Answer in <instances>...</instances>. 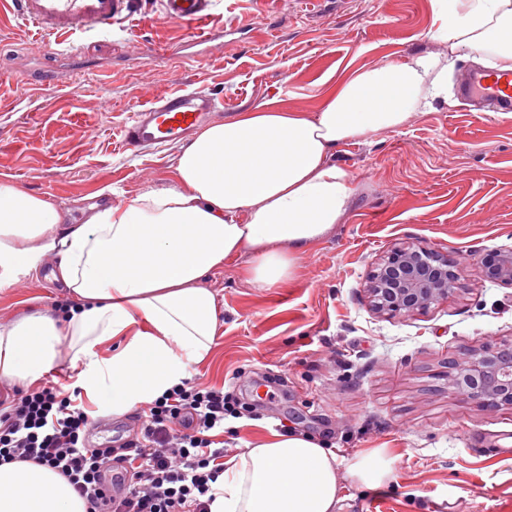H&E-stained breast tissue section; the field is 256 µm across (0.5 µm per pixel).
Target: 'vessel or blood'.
I'll return each mask as SVG.
<instances>
[{"mask_svg":"<svg viewBox=\"0 0 512 512\" xmlns=\"http://www.w3.org/2000/svg\"><path fill=\"white\" fill-rule=\"evenodd\" d=\"M209 0H163L166 19L191 25L207 17ZM130 8V0H0V13L22 16L48 35L107 30ZM463 98L480 101L495 112H512V71H470L459 86ZM216 102L202 91L176 90L156 97L136 111L125 139L133 150L181 137L214 112Z\"/></svg>","mask_w":512,"mask_h":512,"instance_id":"obj_1","label":"vessel or blood"}]
</instances>
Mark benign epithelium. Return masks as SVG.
Returning <instances> with one entry per match:
<instances>
[{
  "label": "benign epithelium",
  "instance_id": "1",
  "mask_svg": "<svg viewBox=\"0 0 512 512\" xmlns=\"http://www.w3.org/2000/svg\"><path fill=\"white\" fill-rule=\"evenodd\" d=\"M483 276L512 286V248L479 255ZM463 264L415 244L383 255L366 291L371 307L389 316H405L448 300L463 277ZM449 385L454 393L491 410L512 405V343L469 352L451 363Z\"/></svg>",
  "mask_w": 512,
  "mask_h": 512
}]
</instances>
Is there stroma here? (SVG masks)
I'll use <instances>...</instances> for the list:
<instances>
[{
    "label": "stroma",
    "mask_w": 512,
    "mask_h": 512,
    "mask_svg": "<svg viewBox=\"0 0 512 512\" xmlns=\"http://www.w3.org/2000/svg\"><path fill=\"white\" fill-rule=\"evenodd\" d=\"M433 18L431 0H213L215 39L204 47L192 44V26L164 18L159 0H135L110 35L68 45L10 20L0 24V185L51 201L66 226L85 223L95 208L173 185L179 141L123 145L132 113L158 94L205 91L219 104L216 122L273 99L311 112L356 68L445 51ZM148 45L163 57L146 61ZM474 66L472 53L456 59L448 104L337 148L357 194L293 279L253 287L244 254L206 282L224 326L192 373L248 405L225 421V457L285 427L341 459L390 449L395 480L346 485L343 512H512V406L488 410L448 386L450 360L512 343V288L483 280L473 261L512 246V117L458 100ZM47 75L55 87L42 88ZM406 243L464 263L466 274L427 312L377 315L368 275ZM67 297L38 272L0 290V323Z\"/></svg>",
    "instance_id": "1"
}]
</instances>
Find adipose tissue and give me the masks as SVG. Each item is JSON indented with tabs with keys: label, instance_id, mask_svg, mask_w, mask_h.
<instances>
[{
	"label": "adipose tissue",
	"instance_id": "adipose-tissue-1",
	"mask_svg": "<svg viewBox=\"0 0 512 512\" xmlns=\"http://www.w3.org/2000/svg\"><path fill=\"white\" fill-rule=\"evenodd\" d=\"M434 4L432 36L447 53L356 69L315 112L270 100L209 124L180 147L175 187L102 207L64 231L50 201L0 185V288L54 255L53 277L76 302L66 313L32 305L0 324V379L33 386L66 362L87 397L120 415L189 378L210 357L219 328L206 278L248 251V283L279 287L347 216L355 187L333 161L341 144L404 127L447 101L460 52L512 70V42L503 37L512 32V0ZM393 465L383 448L343 465L322 440L274 431L225 460L209 512H339L343 479L374 490L392 480ZM0 512H86V502L51 469L4 463Z\"/></svg>",
	"mask_w": 512,
	"mask_h": 512
}]
</instances>
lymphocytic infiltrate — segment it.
<instances>
[{"mask_svg":"<svg viewBox=\"0 0 512 512\" xmlns=\"http://www.w3.org/2000/svg\"><path fill=\"white\" fill-rule=\"evenodd\" d=\"M240 415L232 392L190 379L143 408L121 445L91 449L88 409L60 386L43 385L0 404V463L57 471L87 512H208L210 484L224 470L212 434Z\"/></svg>","mask_w":512,"mask_h":512,"instance_id":"f902f5d3","label":"lymphocytic infiltrate"}]
</instances>
